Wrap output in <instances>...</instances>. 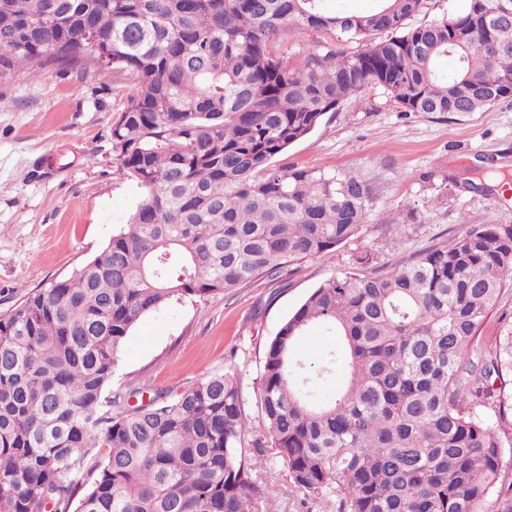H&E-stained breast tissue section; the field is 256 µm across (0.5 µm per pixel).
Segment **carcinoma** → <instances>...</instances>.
Listing matches in <instances>:
<instances>
[{"label": "carcinoma", "instance_id": "1", "mask_svg": "<svg viewBox=\"0 0 512 512\" xmlns=\"http://www.w3.org/2000/svg\"><path fill=\"white\" fill-rule=\"evenodd\" d=\"M0 0V71L98 59L135 92L112 125L113 160L142 189L94 257L0 314V512H254L249 420L235 374L176 395L115 390L118 355L147 314L229 294L327 255L371 213L365 175L275 164L369 85L404 112H479L512 98V14L465 0L414 24L425 0ZM298 24L364 49L275 47ZM453 61L446 70L442 61ZM374 255L313 289L269 342L259 407L305 493L338 512H512L502 477L512 419L476 407L512 381V322L488 357L480 329L512 281V226L480 224L383 271ZM315 327L344 340L347 378L298 351Z\"/></svg>", "mask_w": 512, "mask_h": 512}]
</instances>
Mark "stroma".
Instances as JSON below:
<instances>
[{
  "mask_svg": "<svg viewBox=\"0 0 512 512\" xmlns=\"http://www.w3.org/2000/svg\"><path fill=\"white\" fill-rule=\"evenodd\" d=\"M278 49L296 63L311 52L350 54L360 45L298 25ZM133 92L131 81L115 80L108 68L53 64L35 79L22 72L0 77V314L41 282L93 257L129 223L141 189L114 164L111 129ZM277 162L374 174L373 212L334 253L286 266L278 280L263 277L230 294L187 299L145 316L119 353L113 380L117 387L174 394L234 371L253 439L268 434L257 407L266 345L312 289L365 252L379 265H394L468 226H512V194L495 184L499 178L512 184V100L481 112L407 113L371 85ZM477 166L487 175V191L468 187ZM389 213L396 222L388 227ZM301 353L328 366L316 393L333 396L345 371L340 337L315 328ZM253 478L260 489L256 512H337L335 495L294 488L275 449H267Z\"/></svg>",
  "mask_w": 512,
  "mask_h": 512,
  "instance_id": "35a3bbf8",
  "label": "stroma"
}]
</instances>
